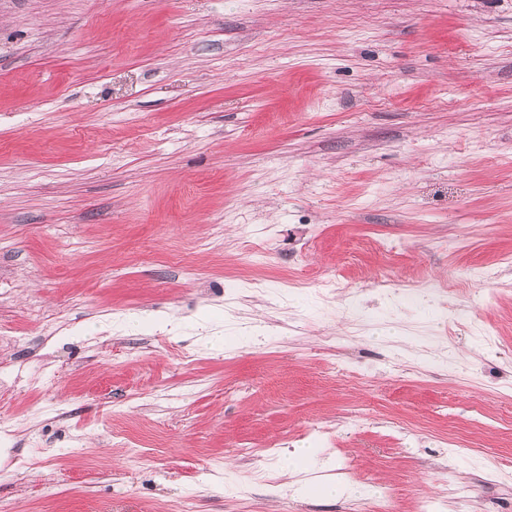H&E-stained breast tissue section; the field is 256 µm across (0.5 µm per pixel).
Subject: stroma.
Returning <instances> with one entry per match:
<instances>
[{"label": "stroma", "instance_id": "35a3bbf8", "mask_svg": "<svg viewBox=\"0 0 512 512\" xmlns=\"http://www.w3.org/2000/svg\"><path fill=\"white\" fill-rule=\"evenodd\" d=\"M0 329V512H512V0H0ZM295 491L302 495H323L331 498L351 495L355 492L346 484L331 477L316 481L300 480Z\"/></svg>", "mask_w": 512, "mask_h": 512}]
</instances>
